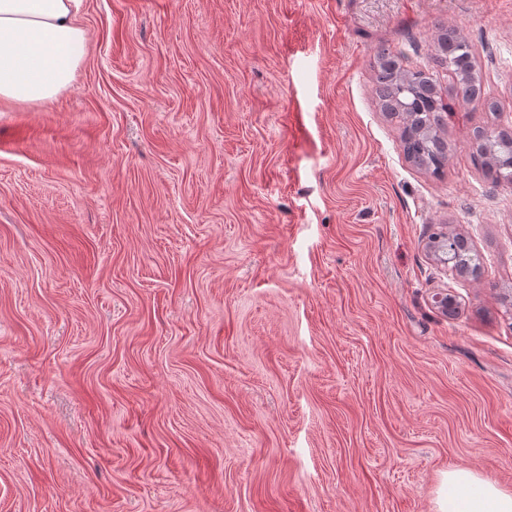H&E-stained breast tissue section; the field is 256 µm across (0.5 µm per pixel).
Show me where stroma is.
Wrapping results in <instances>:
<instances>
[{
	"label": "stroma",
	"instance_id": "stroma-1",
	"mask_svg": "<svg viewBox=\"0 0 512 512\" xmlns=\"http://www.w3.org/2000/svg\"><path fill=\"white\" fill-rule=\"evenodd\" d=\"M79 23L72 88L0 101V512H436L453 469L512 491V184L465 146L512 127V0ZM442 27L498 112L442 113L436 176L374 66L429 68Z\"/></svg>",
	"mask_w": 512,
	"mask_h": 512
}]
</instances>
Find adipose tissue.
Segmentation results:
<instances>
[{"label":"adipose tissue","mask_w":512,"mask_h":512,"mask_svg":"<svg viewBox=\"0 0 512 512\" xmlns=\"http://www.w3.org/2000/svg\"><path fill=\"white\" fill-rule=\"evenodd\" d=\"M80 0H0V101L41 104L73 84L87 54ZM437 512H512V492L467 469L442 474Z\"/></svg>","instance_id":"obj_1"}]
</instances>
